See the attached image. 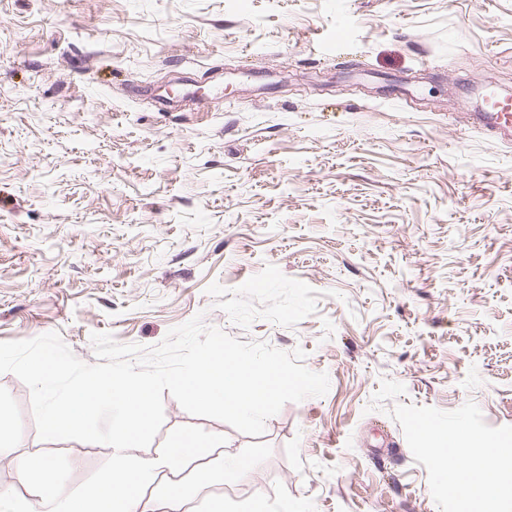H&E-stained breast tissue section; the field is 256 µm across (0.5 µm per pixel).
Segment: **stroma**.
<instances>
[{
	"label": "stroma",
	"instance_id": "stroma-1",
	"mask_svg": "<svg viewBox=\"0 0 512 512\" xmlns=\"http://www.w3.org/2000/svg\"><path fill=\"white\" fill-rule=\"evenodd\" d=\"M512 93V0H0V342L154 346L202 316L303 349L325 395L248 436L164 395L130 458L183 433L250 455L190 512H470L410 425L512 441V145L471 119ZM0 488L18 457L84 490L112 449L38 436L0 373Z\"/></svg>",
	"mask_w": 512,
	"mask_h": 512
}]
</instances>
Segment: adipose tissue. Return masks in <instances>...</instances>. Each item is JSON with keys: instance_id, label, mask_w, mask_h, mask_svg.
<instances>
[{"instance_id": "obj_1", "label": "adipose tissue", "mask_w": 512, "mask_h": 512, "mask_svg": "<svg viewBox=\"0 0 512 512\" xmlns=\"http://www.w3.org/2000/svg\"><path fill=\"white\" fill-rule=\"evenodd\" d=\"M112 403L122 411L120 420L107 433L113 469L99 477L94 494L61 488L53 462L23 458L17 463L18 476L21 482L34 486V495L25 498L0 489V503H8L9 512H183L185 502L194 495L192 488L165 489L157 498L148 497L147 488L160 471L199 466L207 480L224 482L245 477L252 466L251 457L245 455L209 463L213 449L222 447V439L204 440L194 434L180 436L161 456L129 460L125 450L144 434L152 403L140 384L111 376L91 380L67 398L52 401L45 415V432L54 435L80 428L88 414ZM498 454L497 447H487L453 472L454 480L470 492L479 512H487L491 502L489 483L481 473Z\"/></svg>"}]
</instances>
